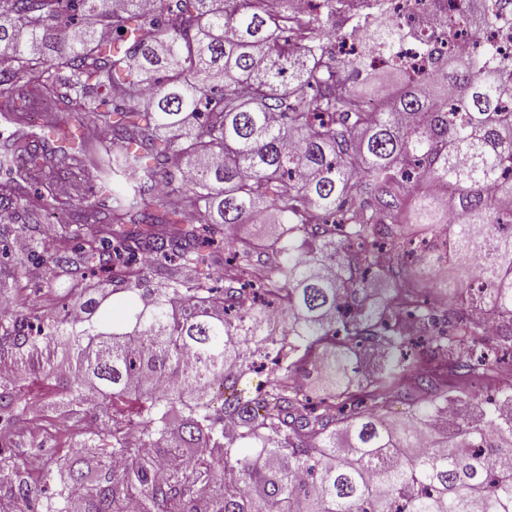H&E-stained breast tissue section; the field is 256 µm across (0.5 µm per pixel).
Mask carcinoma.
I'll list each match as a JSON object with an SVG mask.
<instances>
[{
	"label": "carcinoma",
	"instance_id": "cac0c4a2",
	"mask_svg": "<svg viewBox=\"0 0 512 512\" xmlns=\"http://www.w3.org/2000/svg\"><path fill=\"white\" fill-rule=\"evenodd\" d=\"M111 2L0 0V94L19 90L14 120L28 122L30 90L64 118L51 138H5L0 222L20 225L25 262L41 265L55 187L68 169L86 170L53 269L83 281L96 268L121 285L112 293H127L119 319L101 309L107 294L79 304L52 295L36 328L0 316V348L65 345L73 387L60 403L78 415L85 391L99 397L89 409L102 427L79 441L96 464L76 474L59 459L42 512H128L132 500L137 512H512V383L482 404L420 371L433 361L471 376L490 361L485 325L465 307L492 309L512 343V64L492 45L432 51L434 74L404 75L374 109L376 58L414 36L398 17L338 33L337 0H310L303 18L293 0L277 12L267 0H153L150 11ZM462 24L512 29V0H453L448 41ZM358 34V53L336 52L334 39ZM87 123L111 136L64 145ZM19 158L31 194L13 177ZM189 208L203 222L183 223ZM270 214L280 233L234 240L216 287V239ZM409 224L447 228L463 268L485 252L484 285L418 302L393 264L374 262L386 245L433 281L438 249H407ZM142 254L161 266L163 287H144ZM27 289L0 278V296ZM405 317L438 326L416 354ZM313 362L315 404L293 384ZM256 368L267 374L255 397H224ZM53 374L0 387V422L16 424ZM403 400L414 402L410 419L381 417ZM450 402L460 406L451 417Z\"/></svg>",
	"mask_w": 512,
	"mask_h": 512
}]
</instances>
